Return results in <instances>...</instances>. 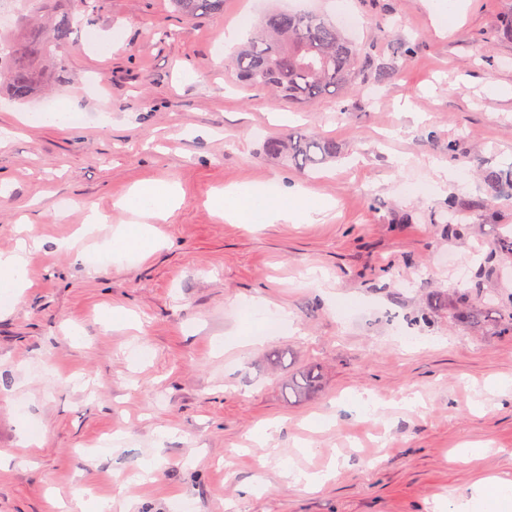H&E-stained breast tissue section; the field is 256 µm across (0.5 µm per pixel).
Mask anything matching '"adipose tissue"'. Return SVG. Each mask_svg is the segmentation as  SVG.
Masks as SVG:
<instances>
[{"mask_svg":"<svg viewBox=\"0 0 512 512\" xmlns=\"http://www.w3.org/2000/svg\"><path fill=\"white\" fill-rule=\"evenodd\" d=\"M180 200L173 185L144 183L132 187L119 202L129 219L97 250L98 262L119 263L129 255L159 248L161 240L153 223L167 219ZM330 208L325 198L278 180L267 190L228 186L215 190L209 200L212 214L233 224H313ZM28 249V243L22 241L15 249L0 252V311L12 308L20 295ZM448 512H512V484L487 481L471 499L450 503Z\"/></svg>","mask_w":512,"mask_h":512,"instance_id":"ef3b65f1","label":"adipose tissue"}]
</instances>
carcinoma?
I'll return each instance as SVG.
<instances>
[{"label":"carcinoma","instance_id":"1","mask_svg":"<svg viewBox=\"0 0 512 512\" xmlns=\"http://www.w3.org/2000/svg\"><path fill=\"white\" fill-rule=\"evenodd\" d=\"M30 2L35 5V15L42 8L51 11V22L38 29L22 23L11 34L0 32V47H6L11 54L10 62L0 65V85L7 86L10 97L19 101L30 98L47 83L44 62L69 47L78 27L69 0ZM170 3L175 11L188 17L224 12V0ZM225 68L249 86L278 91L292 104L338 95L365 68L374 70L377 81L390 74L388 67L375 70L371 62H362L334 21L317 14L286 11L264 15L249 40L225 61ZM265 151L302 170L317 169L336 158V145L314 134L269 139ZM491 181L501 196L512 197V170L491 176Z\"/></svg>","mask_w":512,"mask_h":512}]
</instances>
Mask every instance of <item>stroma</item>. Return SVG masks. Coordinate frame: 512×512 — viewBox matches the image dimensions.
Wrapping results in <instances>:
<instances>
[{"instance_id":"1","label":"stroma","mask_w":512,"mask_h":512,"mask_svg":"<svg viewBox=\"0 0 512 512\" xmlns=\"http://www.w3.org/2000/svg\"><path fill=\"white\" fill-rule=\"evenodd\" d=\"M265 0V9L333 18L387 80L355 81L301 106L239 82L224 67V28L251 0L188 19L169 0H102L72 35L50 88L20 102L0 91V251L21 223L40 241L28 286L0 313V512H56L52 496L113 498L130 512H440L496 478L512 482V323L458 319L448 298L512 295V262L484 268L512 227V201L487 181L512 166V0H463L439 28L426 0ZM112 39L96 56L87 37ZM76 97L75 127L27 128L16 113ZM306 132L335 143L317 171L264 149ZM464 183L430 196L403 185ZM329 200L325 222L229 224L214 189L274 178ZM142 181L176 185L156 228L161 248L89 274L58 251L90 208L99 239ZM457 207V231L447 226ZM285 310L286 327L251 343L240 307ZM117 309L135 328L103 320ZM320 375L304 397L291 376ZM371 392L383 417L352 411ZM276 424L269 443L257 435ZM36 429L24 445L19 428ZM484 446L469 464L463 444ZM151 467L144 484L120 476ZM331 469L319 491L288 469Z\"/></svg>"}]
</instances>
